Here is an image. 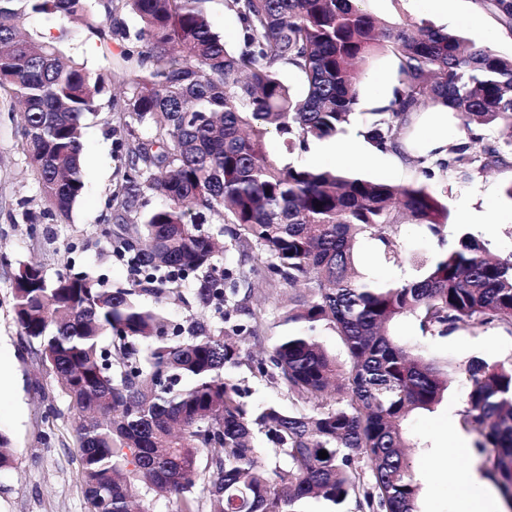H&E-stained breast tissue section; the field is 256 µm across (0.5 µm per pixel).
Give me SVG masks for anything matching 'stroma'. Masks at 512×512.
Listing matches in <instances>:
<instances>
[{
    "label": "stroma",
    "mask_w": 512,
    "mask_h": 512,
    "mask_svg": "<svg viewBox=\"0 0 512 512\" xmlns=\"http://www.w3.org/2000/svg\"><path fill=\"white\" fill-rule=\"evenodd\" d=\"M101 21L113 20L124 29L122 38L110 46L84 24L70 23L59 28L43 15L31 14L24 21L32 33L58 34L65 55L86 63L105 75L119 73L123 51L143 49L137 33L139 24L126 0H94ZM365 10L392 25L411 18L420 25H433L460 32L469 41L512 56V31L501 27L478 0H449L448 13H430L425 0H366ZM112 99L83 130V176L86 190L62 223L37 224L34 216L46 208L37 176L21 148V119L14 100L0 96V365L7 375L0 380V430L10 434L14 467L0 474V512H87L84 488L79 475L80 461L73 442V416L55 376L42 366L33 349L21 338L14 321L12 282L19 264H40L47 276H54L65 263L100 280L104 287H126L131 271L116 257L103 230L107 225L139 224L144 215L162 203L161 197L145 193L138 205L122 210L118 196L125 183L129 152L122 129L124 109L120 89L108 91ZM350 170L369 180L405 185L420 180L414 166L390 158L353 162ZM512 182L511 169H493L473 179L450 173L435 177L430 188L447 205L451 221L463 216L493 214L494 224H469V231L481 240L490 254L512 253V200L504 187ZM356 252L363 273L384 284L414 270L386 263L377 243L364 237ZM252 293L247 300L260 318L256 335H241L235 342L241 364L234 377L246 389L245 403L255 408L271 402L287 407L288 398L270 387L255 370L258 360L267 358L271 347L288 331L284 321L291 288L270 287L264 275L252 276ZM395 338L426 356L450 364L448 391L431 413L411 414L406 427L414 448L407 454L420 487L419 512H458L461 503L448 482L460 471L465 459L455 455L448 436L449 424L459 421L471 382L466 371L474 357L488 361L512 357V336L498 328H462L445 336L423 335L414 317H403L392 326Z\"/></svg>",
    "instance_id": "1"
}]
</instances>
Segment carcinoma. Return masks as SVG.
Listing matches in <instances>:
<instances>
[{
	"label": "carcinoma",
	"mask_w": 512,
	"mask_h": 512,
	"mask_svg": "<svg viewBox=\"0 0 512 512\" xmlns=\"http://www.w3.org/2000/svg\"><path fill=\"white\" fill-rule=\"evenodd\" d=\"M206 2L126 0L144 50L122 54L133 145L121 206L135 207L146 191L165 200L140 225L104 230L122 240L117 253L133 271L130 286L105 288L72 264L53 278L22 264L13 279L20 335L37 344L74 415L89 512H150L156 497L199 512L198 482L210 512H300L309 499L334 509L351 500L357 512H417L404 424L441 403L448 369L409 352L391 326L413 316L432 336L462 324L512 335V254L488 256L457 223L452 246L410 259L419 276L377 285L357 269V240L377 237L384 260L397 263L399 226L418 224L441 242L447 207L424 182L389 185L281 165L265 140L274 132L288 151H305L309 141L343 132L358 114L360 74L385 48L398 82L386 104L358 114L367 140L427 180L511 168L512 57L408 20L382 25L360 8L363 0H225L241 33L229 48ZM479 4L512 29V0ZM33 13L93 24L106 46L116 30L95 23L92 0H0V96L23 107L22 148L49 204L40 218L57 221L84 194L82 129L101 108L106 79L64 59L60 38L23 33ZM285 68L302 78L303 93L283 82ZM428 104L463 117L465 138L444 156L413 140V120ZM491 125L508 136L476 147ZM208 214L267 260L273 282L308 288L285 312L292 329L257 365L288 395L287 411L248 410L231 375L239 353L225 341L224 324L254 269L235 277L217 268V243L200 229ZM188 283L211 320L168 333L160 310L138 297L184 301ZM325 330L344 346L343 374L319 340ZM467 372L472 386L460 423L478 434L485 474L510 502L512 358L474 357ZM333 383L336 397L327 403ZM259 434L285 466L269 468L255 446ZM10 448L0 431V472L12 468Z\"/></svg>",
	"instance_id": "1"
}]
</instances>
